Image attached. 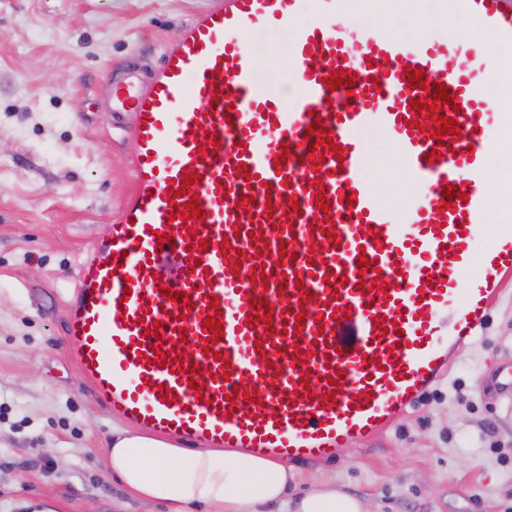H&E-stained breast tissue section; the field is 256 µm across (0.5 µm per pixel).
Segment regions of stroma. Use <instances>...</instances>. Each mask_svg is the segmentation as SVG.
<instances>
[{"label":"stroma","mask_w":512,"mask_h":512,"mask_svg":"<svg viewBox=\"0 0 512 512\" xmlns=\"http://www.w3.org/2000/svg\"><path fill=\"white\" fill-rule=\"evenodd\" d=\"M215 3L0 0V512H167L104 469L113 420L67 351L66 300L133 185L136 116L113 112V80L157 72ZM280 42L261 79L284 94ZM290 468L292 498L323 483L366 512H512V279L407 417Z\"/></svg>","instance_id":"1"}]
</instances>
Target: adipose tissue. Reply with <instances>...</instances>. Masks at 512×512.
<instances>
[{
	"label": "adipose tissue",
	"instance_id": "obj_1",
	"mask_svg": "<svg viewBox=\"0 0 512 512\" xmlns=\"http://www.w3.org/2000/svg\"><path fill=\"white\" fill-rule=\"evenodd\" d=\"M106 465L136 496L167 504L169 512H274L289 504L291 470L268 458L220 448L188 450L126 423L115 424ZM292 505V504H289ZM292 512H362L361 503L333 488L314 490Z\"/></svg>",
	"mask_w": 512,
	"mask_h": 512
}]
</instances>
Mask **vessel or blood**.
Segmentation results:
<instances>
[{
	"instance_id": "b4317fda",
	"label": "vessel or blood",
	"mask_w": 512,
	"mask_h": 512,
	"mask_svg": "<svg viewBox=\"0 0 512 512\" xmlns=\"http://www.w3.org/2000/svg\"><path fill=\"white\" fill-rule=\"evenodd\" d=\"M436 4L478 38L349 27L346 0H218L166 47L149 85L113 84L116 110L137 115L133 189L79 262L65 336L109 414L189 443L315 461L387 433L447 377L512 275V226L483 256L472 249L494 189L485 90L512 84L496 63L512 51V0ZM268 30L290 36L298 86L285 100L261 85L251 36ZM411 68L446 85L440 113L456 133L435 139L416 116L425 91ZM340 71L349 88L334 83ZM372 126L396 135L407 185L427 188L399 217L374 191L359 136Z\"/></svg>"
}]
</instances>
